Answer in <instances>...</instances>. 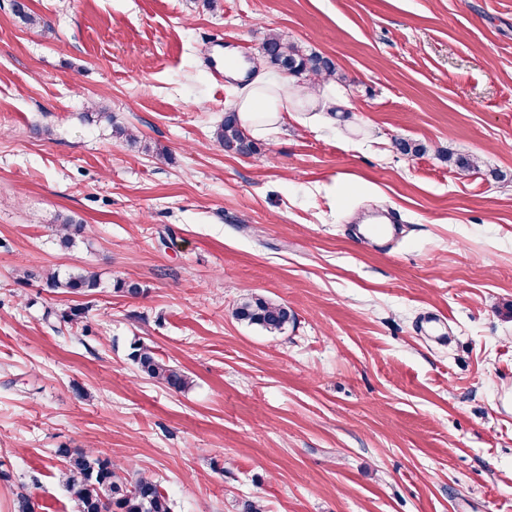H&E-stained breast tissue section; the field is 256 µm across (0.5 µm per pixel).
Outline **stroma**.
<instances>
[{
  "label": "stroma",
  "instance_id": "35a3bbf8",
  "mask_svg": "<svg viewBox=\"0 0 512 512\" xmlns=\"http://www.w3.org/2000/svg\"><path fill=\"white\" fill-rule=\"evenodd\" d=\"M24 2L51 31L0 0V512H75L63 448L157 478L171 512H512V0ZM272 31L347 104L224 151L219 59ZM382 209L397 237L356 236ZM60 216L86 227L68 250ZM251 295L294 323H239ZM138 343L189 385L141 378ZM37 276L47 288L52 290L62 289L73 294L91 295L100 288V279L94 272L77 268L65 276H61L57 270H42Z\"/></svg>",
  "mask_w": 512,
  "mask_h": 512
}]
</instances>
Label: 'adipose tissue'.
<instances>
[{
	"mask_svg": "<svg viewBox=\"0 0 512 512\" xmlns=\"http://www.w3.org/2000/svg\"><path fill=\"white\" fill-rule=\"evenodd\" d=\"M284 83L279 76L262 74L249 84L236 102L234 110L240 122L250 130H259L261 124L280 121L288 109V101L276 97Z\"/></svg>",
	"mask_w": 512,
	"mask_h": 512,
	"instance_id": "ef3b65f1",
	"label": "adipose tissue"
}]
</instances>
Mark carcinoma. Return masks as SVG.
<instances>
[{
	"instance_id": "1",
	"label": "carcinoma",
	"mask_w": 512,
	"mask_h": 512,
	"mask_svg": "<svg viewBox=\"0 0 512 512\" xmlns=\"http://www.w3.org/2000/svg\"><path fill=\"white\" fill-rule=\"evenodd\" d=\"M13 9L23 24L40 27L44 32L49 30L21 0H14ZM262 51L259 59L277 69L286 70L290 76L308 78L314 82L333 79L342 83L345 80L331 60L317 53L308 54L276 33L271 32L266 36ZM214 138L224 147L235 145L241 148L244 154L257 151L256 142L241 127L233 112L226 113L224 123L214 132ZM83 231L84 226L72 219L62 220L56 229L59 246L72 248ZM37 277L52 290L62 289L73 294L91 295L100 288L98 275L80 268L65 276L57 270H42ZM233 316L241 322L260 327L272 336L282 333L294 318L287 305L256 296L240 302ZM130 357L139 372L157 384L175 391L189 385V377L182 369L159 358L147 345L134 346ZM60 456L65 460L61 477L77 512H171L167 495L152 477L141 474L131 478L110 458L91 449L65 448L60 450Z\"/></svg>"
}]
</instances>
